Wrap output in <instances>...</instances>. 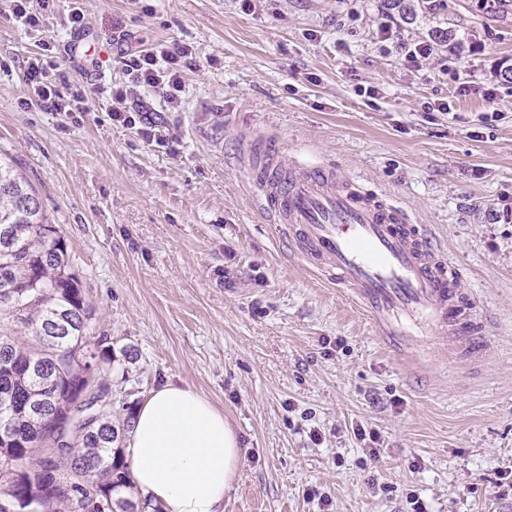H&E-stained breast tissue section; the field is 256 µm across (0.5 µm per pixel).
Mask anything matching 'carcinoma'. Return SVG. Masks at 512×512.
Instances as JSON below:
<instances>
[{
  "instance_id": "carcinoma-1",
  "label": "carcinoma",
  "mask_w": 512,
  "mask_h": 512,
  "mask_svg": "<svg viewBox=\"0 0 512 512\" xmlns=\"http://www.w3.org/2000/svg\"><path fill=\"white\" fill-rule=\"evenodd\" d=\"M498 18L512 0H476ZM57 225L0 161V512H142L122 443L134 419L102 404L119 371Z\"/></svg>"
}]
</instances>
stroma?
Segmentation results:
<instances>
[{
	"label": "stroma",
	"mask_w": 512,
	"mask_h": 512,
	"mask_svg": "<svg viewBox=\"0 0 512 512\" xmlns=\"http://www.w3.org/2000/svg\"><path fill=\"white\" fill-rule=\"evenodd\" d=\"M405 2L80 0L83 28L60 4L31 34L0 18V150L59 224L94 335L133 353L111 396L173 382L223 410L242 449L224 512H407L413 495L512 512V18ZM45 35L69 92L122 82L124 50L189 46L177 111L126 103L160 140L104 100L76 122L29 101ZM418 43L432 54L410 60ZM255 138L360 178L429 233L486 323L481 362L444 337L387 339L307 270L253 207Z\"/></svg>",
	"instance_id": "1"
}]
</instances>
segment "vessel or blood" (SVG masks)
<instances>
[{"mask_svg":"<svg viewBox=\"0 0 512 512\" xmlns=\"http://www.w3.org/2000/svg\"><path fill=\"white\" fill-rule=\"evenodd\" d=\"M243 157L257 207L308 269L347 289L388 335L444 336L479 354L484 327L475 299L399 207L329 165L284 160L261 140L247 142Z\"/></svg>","mask_w":512,"mask_h":512,"instance_id":"obj_1","label":"vessel or blood"}]
</instances>
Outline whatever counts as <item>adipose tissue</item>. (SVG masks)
<instances>
[{
  "instance_id": "adipose-tissue-1",
  "label": "adipose tissue",
  "mask_w": 512,
  "mask_h": 512,
  "mask_svg": "<svg viewBox=\"0 0 512 512\" xmlns=\"http://www.w3.org/2000/svg\"><path fill=\"white\" fill-rule=\"evenodd\" d=\"M127 446L136 491L163 512H224L241 450L223 411L198 391L155 388L135 411Z\"/></svg>"
}]
</instances>
